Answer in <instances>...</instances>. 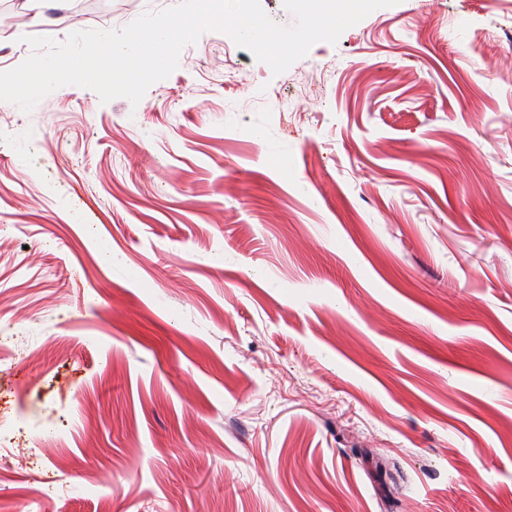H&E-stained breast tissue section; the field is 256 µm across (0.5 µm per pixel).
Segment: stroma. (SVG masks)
Returning a JSON list of instances; mask_svg holds the SVG:
<instances>
[{
    "label": "stroma",
    "mask_w": 512,
    "mask_h": 512,
    "mask_svg": "<svg viewBox=\"0 0 512 512\" xmlns=\"http://www.w3.org/2000/svg\"><path fill=\"white\" fill-rule=\"evenodd\" d=\"M99 2L0 71L180 0ZM0 342L12 512H512V0L0 101Z\"/></svg>",
    "instance_id": "obj_1"
}]
</instances>
